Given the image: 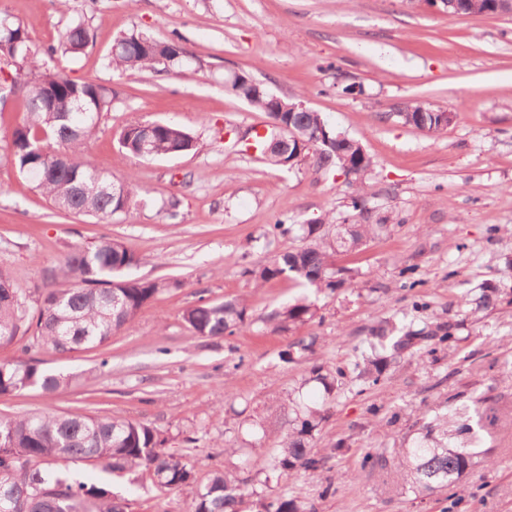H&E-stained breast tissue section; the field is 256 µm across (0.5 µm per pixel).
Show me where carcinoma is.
<instances>
[{
    "label": "carcinoma",
    "instance_id": "carcinoma-1",
    "mask_svg": "<svg viewBox=\"0 0 512 512\" xmlns=\"http://www.w3.org/2000/svg\"><path fill=\"white\" fill-rule=\"evenodd\" d=\"M463 12L491 15L496 0H461ZM91 42L89 29L81 22L68 26L59 46L47 54L84 53ZM0 56L9 60L11 72L4 86L24 101L26 120L12 131L6 160L30 178L34 188L55 208L101 219L128 211L136 183L133 176L113 181L112 175L96 168L85 155L87 141L95 133L99 119L112 110V92L87 80H75L42 70L32 51L25 26L0 17ZM187 56L179 40L159 41L132 32L120 38L109 65L124 70H154L160 64ZM231 91L253 109L269 118L268 135L256 140L267 148L270 138L283 134L281 125L290 124L304 132L305 142L288 155L272 153L266 161L278 168L293 169L308 158L325 169H336L353 189L348 208L351 212L336 225L333 239L323 233L324 219L304 227V243L280 255L272 263L248 271L262 285L282 275L318 290L342 288L347 282L343 270L335 267L333 255L360 249L389 231V218L370 222L367 208V180L373 159L356 140L343 137L326 123L321 113L280 112L274 109L270 92L249 73L229 81ZM428 119V133L448 128L431 108L413 102L397 113L403 124L422 129L419 118ZM144 123L135 121L118 132L122 150L140 155ZM196 147V141L183 127L163 121L151 123L150 157L177 156ZM138 259L133 251L109 235L100 236L86 248L68 253L58 266V279L65 288H52L36 307L26 304L25 294L0 269V347L20 334L34 332L31 347L74 352L103 345L112 332L131 323L141 309L167 287L160 280L131 279L125 270ZM499 287L486 284L482 294L466 313L472 323L497 300ZM316 316L314 305L298 301L270 313L266 322L276 329L304 325ZM183 320L194 335L201 337L233 335L247 324V308L236 302H210L201 299L186 308ZM459 323L431 322L399 326L389 320L370 329L363 360L354 364L357 380L376 384L387 368L415 346L427 353L436 346L458 340ZM322 384L325 398L340 390L336 376L311 369ZM72 376L45 369L36 358L0 362V395L27 388H38L54 395L66 388ZM294 417L276 454L268 464L271 471L293 475L318 469L323 457L311 444L314 431L323 419L316 407H293ZM503 424L497 401L482 395L471 403L450 409L427 422L416 436L401 447L363 457L362 467L393 469L405 487L416 495L457 483L478 453L477 442H493ZM0 512H128L127 503L117 502L103 485L87 483L67 468L89 462L101 466L110 476L123 477L141 471L154 484L169 491L195 481L193 468L182 458L162 448V440L150 425L124 417L100 418L83 414L63 415L34 412L11 419H0ZM244 490L236 477L227 472L213 473L197 492L191 512H240ZM257 512H314L313 505L290 498L259 499Z\"/></svg>",
    "mask_w": 512,
    "mask_h": 512
}]
</instances>
